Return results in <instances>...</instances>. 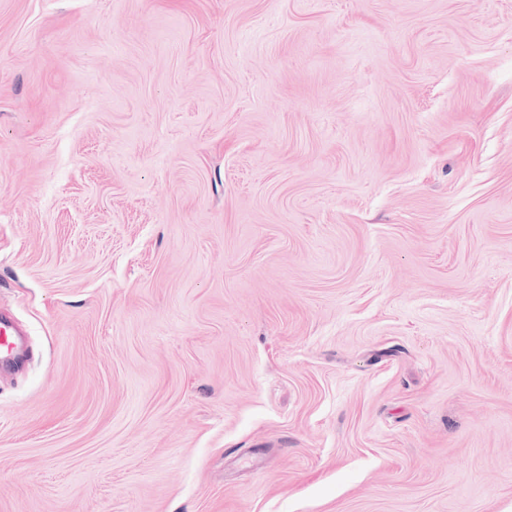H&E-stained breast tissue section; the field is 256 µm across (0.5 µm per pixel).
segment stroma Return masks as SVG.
<instances>
[{"label":"stroma","instance_id":"obj_1","mask_svg":"<svg viewBox=\"0 0 512 512\" xmlns=\"http://www.w3.org/2000/svg\"><path fill=\"white\" fill-rule=\"evenodd\" d=\"M0 512H512V0H0Z\"/></svg>","mask_w":512,"mask_h":512}]
</instances>
